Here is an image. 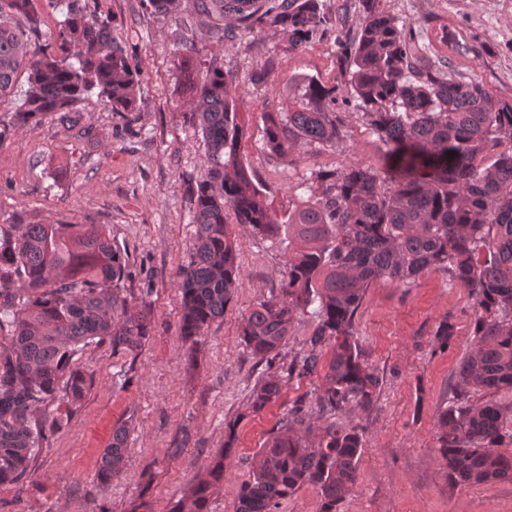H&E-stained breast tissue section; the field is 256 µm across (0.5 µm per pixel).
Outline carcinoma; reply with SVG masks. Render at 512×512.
Returning <instances> with one entry per match:
<instances>
[{
	"label": "carcinoma",
	"instance_id": "1",
	"mask_svg": "<svg viewBox=\"0 0 512 512\" xmlns=\"http://www.w3.org/2000/svg\"><path fill=\"white\" fill-rule=\"evenodd\" d=\"M34 0H0V98L19 76L28 88L16 105L11 131L49 114L70 123L73 107L93 92L114 112L136 111L139 78L112 38V25L86 0H69L56 24L54 50L32 53L42 16ZM182 0H148L175 17ZM360 0L361 26L336 35V84L309 81L293 111L267 102L264 139L269 153L291 162L298 143L313 148L344 137L336 92L386 147L382 167L372 164L320 170L321 194L305 199L284 226L261 199L260 186L241 155L231 76L211 65L194 68L195 45L178 49L172 70L194 98L183 113L200 128L205 166L189 194L196 240L179 272L180 332L194 351L202 331L224 316L239 276L234 223L276 238L288 228L292 245L279 288L243 315L239 336L254 359L272 367L301 316L314 318L305 350L254 384V413L276 402L283 381L318 376L322 384L284 414L279 432L261 449L238 494L236 512H274L305 485L318 488L320 512L357 485L365 434L332 421L310 438L313 417L369 411L382 380L359 342L356 318L369 289L382 282L410 286L442 270L472 299V347L450 385L448 406L435 424L439 459L452 485L512 482V404L473 400V394L512 391V101L495 97L475 79L455 77L442 60L425 61L416 22ZM197 10L234 21V28L288 32L297 50L327 24L321 0H195ZM232 28V29H234ZM232 29L217 27L222 39ZM125 254L112 247L102 224H11L0 228V487L31 475L47 432L64 427L91 387L92 377L72 366L83 347L103 340L133 352L150 333L147 302L131 310L124 294ZM454 325L442 320L437 349H447ZM62 394L65 412L51 422L35 413ZM237 421L224 426V451L206 477L191 486L171 512H208L234 450ZM127 426L112 432L97 479L112 482L124 467Z\"/></svg>",
	"mask_w": 512,
	"mask_h": 512
}]
</instances>
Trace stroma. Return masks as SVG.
Here are the masks:
<instances>
[{"label": "stroma", "instance_id": "stroma-1", "mask_svg": "<svg viewBox=\"0 0 512 512\" xmlns=\"http://www.w3.org/2000/svg\"><path fill=\"white\" fill-rule=\"evenodd\" d=\"M331 27L305 47L288 51L285 32L269 28L209 37L217 18L183 0L178 17L165 18L142 0H96L112 35L140 68L138 109L121 116L89 95L78 121L55 116L12 132L0 143V227L11 224H102L127 256L125 288L131 303L149 292L153 326L136 352L92 343L75 368L93 382L67 426L50 434L29 482L0 488V512H129L145 496L153 512H170L185 491L205 477L224 447V424L237 419V442L224 483L208 512H236L240 485L261 448L295 401L319 378L288 382L281 398L261 413L247 409L251 388L266 368L239 338L243 314L280 284L284 240L238 231L240 279L222 318L200 338L189 363L180 334L179 271L196 228L188 191L204 165L200 130L186 123L192 99L177 89L170 63L185 39L196 42L195 63L216 64L233 76L242 155L261 186L262 200L287 220L298 184L321 192L317 171L347 164H382L385 148L353 106L338 104L345 136L337 143L299 145L282 164L264 145L263 112L277 99L291 109L308 79L336 77V29L356 31L359 0H323ZM391 15L415 20L424 58L445 57L453 75L476 79L512 101V0H381ZM467 289L432 271L409 287L390 283L369 290L358 312L360 343L382 379L372 410L352 411L340 424L365 427L367 442L356 489L337 512H512V483L452 485L434 448L435 423L448 404L449 385L471 347ZM455 336L448 350L433 349L443 319ZM128 424L126 466L109 487L97 482L98 461L112 430Z\"/></svg>", "mask_w": 512, "mask_h": 512}]
</instances>
